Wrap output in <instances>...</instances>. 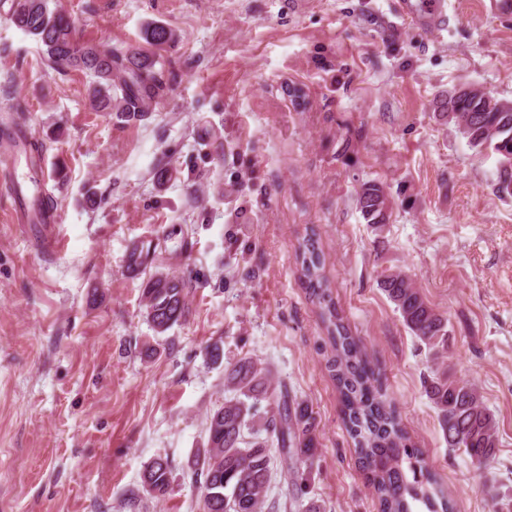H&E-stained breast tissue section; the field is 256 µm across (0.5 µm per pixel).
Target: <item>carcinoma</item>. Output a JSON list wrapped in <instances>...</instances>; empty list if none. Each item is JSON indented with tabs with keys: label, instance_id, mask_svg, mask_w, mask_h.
I'll return each mask as SVG.
<instances>
[{
	"label": "carcinoma",
	"instance_id": "obj_1",
	"mask_svg": "<svg viewBox=\"0 0 512 512\" xmlns=\"http://www.w3.org/2000/svg\"><path fill=\"white\" fill-rule=\"evenodd\" d=\"M7 17L43 46L51 72L66 76L79 71L90 77L88 99L97 112H113L120 119L143 118L165 89L157 55L175 42L176 35L162 24H146L142 32L145 46L129 51L79 42L71 20L60 9L50 8L49 0H9ZM448 104L454 112L451 123L472 148L512 155V105L505 107L498 98L491 105L474 96H451ZM13 151L28 154L31 167H37L39 147L22 142L18 126L4 121L0 123V152ZM358 204L367 223L379 227L387 223V196L379 184H365ZM32 207V223L38 224L53 202L36 198ZM149 255L144 245L133 246L126 257L127 273L132 277L146 273ZM297 261L300 279L327 332L328 368L342 398L343 423L369 473L378 512H413L417 503L428 512H452L442 485L421 464L419 450L409 445L364 345L345 324L325 274L323 251L313 236L306 235L299 244ZM378 286L404 326L433 355L435 368L425 381V393L448 447L463 450L477 470H484L499 445L496 419L475 385L454 377L445 363L448 319L402 270L382 272ZM186 289L183 278L163 271L143 281L147 318L156 332H166L186 316ZM224 390L230 396L208 416V445L203 458L194 462L203 477L205 512H265L269 508L270 449H277L287 482L298 488L307 482L301 467L317 445L313 412L273 383L270 370L251 356L225 369ZM257 417L263 421L266 437L248 440L245 430ZM406 463L413 473L411 480L404 470ZM169 475L168 460L159 457L145 469L143 483L155 497H163L169 491Z\"/></svg>",
	"mask_w": 512,
	"mask_h": 512
}]
</instances>
